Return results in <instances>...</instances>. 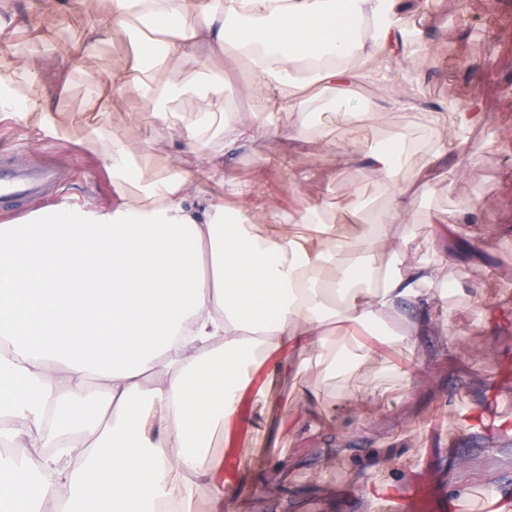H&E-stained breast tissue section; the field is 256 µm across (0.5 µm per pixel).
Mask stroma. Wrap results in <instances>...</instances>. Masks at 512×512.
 I'll return each mask as SVG.
<instances>
[{
  "label": "stroma",
  "mask_w": 512,
  "mask_h": 512,
  "mask_svg": "<svg viewBox=\"0 0 512 512\" xmlns=\"http://www.w3.org/2000/svg\"><path fill=\"white\" fill-rule=\"evenodd\" d=\"M469 0H431L429 14L411 12L403 24L418 37L411 71L417 95L408 102L381 101L369 89L367 103L382 106L385 127L372 130L369 147L385 142L394 133H409L416 144L400 172L404 182L416 181L422 165L437 144L451 143L454 131L435 127L430 115L451 101L475 104L483 114L472 139L486 142V150L464 160L449 158L441 168L430 194L416 202L414 222L387 225L388 249L376 257L380 270L393 261L391 245L409 239L407 264L433 259L441 251L438 231L428 214L455 211L461 200L479 207L482 238L472 254H458L444 269L455 289L438 300L432 326L420 337L415 351L395 346L399 363L414 360L423 376L412 396H403L390 385L384 399L354 424L347 439V457L326 458L317 448L296 447L291 425L298 411L296 379L277 377L265 416L279 430L270 444H261L252 425H244L230 462L238 470L256 474L262 490L243 493L237 512H366L367 502L384 506L396 502L395 512H448L456 505L465 512L476 504L478 512H491L480 493L498 492L512 501V393L493 392V385L512 390V0H494L493 20L472 16ZM106 0H0L15 13L16 34L27 36V45L0 46V61L12 56L39 58L55 53V69L43 74L46 103L62 131L61 137L43 135L11 120H0V141H15L19 151L50 152L73 159L82 169L79 179L67 183L56 202L38 206V213L66 205L95 209L112 203V173L101 156L85 151L80 142L86 121L104 132L120 131L143 142L142 164L168 172L187 163L178 134L158 124L153 112L156 99L135 90L115 96L111 106L90 110L88 77L123 66L120 44L101 41L86 58L74 56V47L89 36L94 16ZM224 75V90L214 98L215 112L234 110L238 118L253 111L246 87L247 64L227 57L213 62L200 53L170 61L172 81L185 83L204 65ZM339 101L335 92L316 93L306 111L282 112L281 126L304 127L303 139L287 145L262 139L224 151V171L234 182L252 184L267 179L274 186L273 204L283 212L319 206L326 223L343 225L347 236L355 229L348 222L347 207L361 202L367 211L384 210L391 186L372 170L338 162L341 141L333 127ZM266 158L259 167L258 158ZM483 301L502 303V317L492 319L471 306L473 294ZM461 349L459 368H448L434 357L439 346ZM496 406L506 428H486L489 406ZM391 449L393 468L375 467L367 477L359 465L377 449ZM466 486V497L450 499L455 487Z\"/></svg>",
  "instance_id": "stroma-1"
}]
</instances>
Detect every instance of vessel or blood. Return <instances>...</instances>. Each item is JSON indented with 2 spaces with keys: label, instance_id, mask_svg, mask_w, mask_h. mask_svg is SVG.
<instances>
[{
  "label": "vessel or blood",
  "instance_id": "b4317fda",
  "mask_svg": "<svg viewBox=\"0 0 512 512\" xmlns=\"http://www.w3.org/2000/svg\"><path fill=\"white\" fill-rule=\"evenodd\" d=\"M61 164L47 155L0 153V213L22 215L51 196L65 179Z\"/></svg>",
  "mask_w": 512,
  "mask_h": 512
}]
</instances>
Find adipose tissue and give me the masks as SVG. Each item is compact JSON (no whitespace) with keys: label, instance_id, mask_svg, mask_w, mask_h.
<instances>
[{"label":"adipose tissue","instance_id":"obj_1","mask_svg":"<svg viewBox=\"0 0 512 512\" xmlns=\"http://www.w3.org/2000/svg\"><path fill=\"white\" fill-rule=\"evenodd\" d=\"M91 29L103 41L138 19L158 36L162 60L201 47L247 60L248 91L258 102L249 120L229 117L224 144L212 143V103L180 118L178 135L193 166L152 173L137 160L143 143L88 126L83 147L102 154L113 176L109 207L65 206L23 224L0 225V512H186L187 494L209 493V512L238 503L258 484L230 470L228 459L246 411H264L281 373L323 368L327 378L360 364L374 367L372 385L327 396L317 383L298 388L292 438L317 440L324 457L348 454L328 439L335 414L350 431L354 404L384 398L387 380L411 393L416 376L370 350L348 351L337 333L394 315L402 330L388 343L414 349L429 330L428 312L444 294V259L406 265L398 243L390 274L378 285L347 292L352 279L372 278L386 247L384 226L413 220L416 192H429L449 155L469 151L468 133L481 123L472 106L436 113L432 122L464 135L435 148L419 189L397 180L406 133L375 150L364 143L383 124L352 96L360 82L386 96L411 95L387 72L409 58L400 38L405 0H109ZM191 11L195 23L181 24ZM145 55L133 47L127 63L94 78L95 99L134 87L177 96L166 70L141 79ZM25 60L0 66V115L47 136L58 135L38 92L19 94ZM346 100L341 161L384 174L392 200L371 236L329 250L339 228L318 207L299 215L271 212L260 233L251 214L261 204L252 187L232 186L238 219L224 221L212 183L224 180V150L276 138L292 143L302 131L276 124L281 112L302 111L295 90L304 76Z\"/></svg>","mask_w":512,"mask_h":512}]
</instances>
